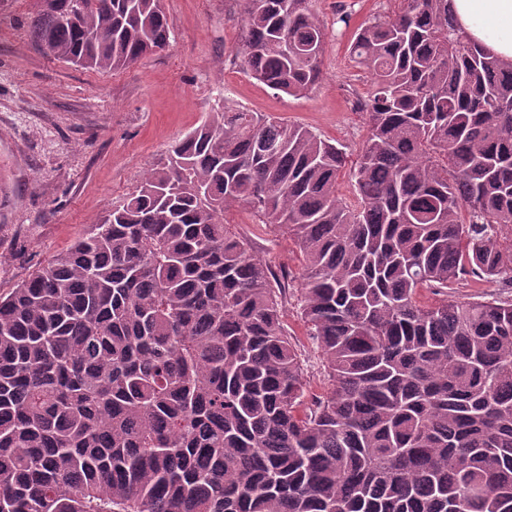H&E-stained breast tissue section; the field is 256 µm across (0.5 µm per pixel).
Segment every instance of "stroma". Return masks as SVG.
<instances>
[{"mask_svg":"<svg viewBox=\"0 0 512 512\" xmlns=\"http://www.w3.org/2000/svg\"><path fill=\"white\" fill-rule=\"evenodd\" d=\"M163 4L172 26L168 47L102 73L36 47L27 27L34 0H0V292L66 250L223 106L304 126L358 154L367 126L353 103L370 76L348 48L358 25L393 15L396 0H317L328 34L323 76L301 98L271 90L243 70L240 0ZM226 220L256 257L291 273L283 322L302 354L307 397L322 395V356L300 318L296 246L256 223L246 208L232 209Z\"/></svg>","mask_w":512,"mask_h":512,"instance_id":"1","label":"stroma"}]
</instances>
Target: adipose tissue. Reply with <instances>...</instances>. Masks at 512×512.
<instances>
[{
  "instance_id": "adipose-tissue-1",
  "label": "adipose tissue",
  "mask_w": 512,
  "mask_h": 512,
  "mask_svg": "<svg viewBox=\"0 0 512 512\" xmlns=\"http://www.w3.org/2000/svg\"><path fill=\"white\" fill-rule=\"evenodd\" d=\"M448 7L459 36L512 61V0H450Z\"/></svg>"
}]
</instances>
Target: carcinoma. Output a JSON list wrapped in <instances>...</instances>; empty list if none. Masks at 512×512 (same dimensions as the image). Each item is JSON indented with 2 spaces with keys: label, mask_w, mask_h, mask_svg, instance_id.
<instances>
[{
  "label": "carcinoma",
  "mask_w": 512,
  "mask_h": 512,
  "mask_svg": "<svg viewBox=\"0 0 512 512\" xmlns=\"http://www.w3.org/2000/svg\"><path fill=\"white\" fill-rule=\"evenodd\" d=\"M74 2L29 21L62 62L169 45L161 0ZM241 2L245 71L306 96L316 0ZM349 53L372 75L355 161L226 107L0 294V512H512V62L457 35L448 0H399ZM240 205L303 257L328 384L303 412L289 273L224 223ZM469 275L498 296L448 299Z\"/></svg>",
  "instance_id": "carcinoma-1"
}]
</instances>
